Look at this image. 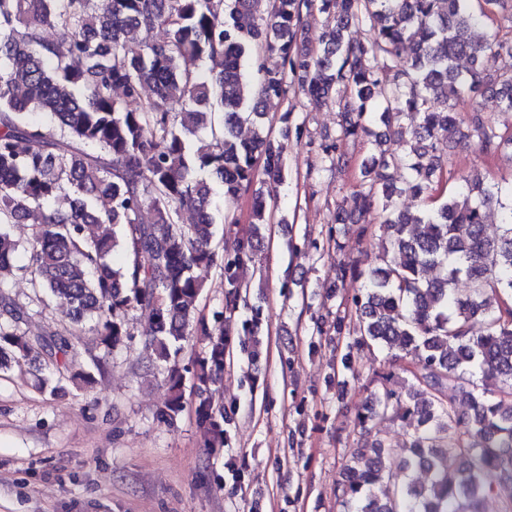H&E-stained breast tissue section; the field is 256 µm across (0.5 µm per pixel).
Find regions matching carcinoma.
Instances as JSON below:
<instances>
[{
    "instance_id": "1",
    "label": "carcinoma",
    "mask_w": 512,
    "mask_h": 512,
    "mask_svg": "<svg viewBox=\"0 0 512 512\" xmlns=\"http://www.w3.org/2000/svg\"><path fill=\"white\" fill-rule=\"evenodd\" d=\"M269 2L262 13L257 0H0V316H7L0 370L35 352L56 368L57 379L41 380L51 394L64 380L78 390L92 383L63 334L22 328L33 313L2 291L1 277L16 269L39 290L41 305L61 300L72 326L91 323L106 350L131 339L135 314L153 377L168 391L158 417L176 421L189 381L205 446L214 453L230 446L227 411L215 395L226 356L259 357V309L241 288L263 241L267 202L254 193L251 224L227 259L212 247V207L218 194L237 201L261 174L283 179L286 147L264 118L292 80L338 106L341 138H373L361 168L365 189L336 208L334 222L363 239V215L381 210L385 252L397 255L368 271L336 262V282L362 281L352 296L355 322L338 314L333 323L336 336L349 338L342 367L357 375L351 356L364 347L410 357L406 393L387 386L392 373L375 372L356 413L363 429L377 418L413 423L404 479H389L385 498L376 497L384 446L355 448L336 484L338 502L344 512H478V501L502 493L512 503V202H503L512 186L474 173L436 206L412 214L397 203L406 192L437 191L455 135L475 139L486 156L512 145L480 106L455 111L456 101L487 93L512 111V41L475 39L485 12L472 11L469 0ZM316 4L335 27L319 36L317 50H303V10ZM353 25L367 28L368 39L351 41ZM49 29L60 38H48ZM141 30L147 38L133 51L129 36ZM251 61L262 74L255 89L245 71ZM36 114L53 125H37ZM409 116L417 123L408 148L388 152L372 126L394 134ZM246 121L254 134L245 140L238 128ZM401 170L409 176L404 189L394 181ZM493 206L501 233L489 237ZM185 211L198 213L197 222L184 223ZM34 213L41 221L28 263L17 267L20 244L9 228ZM89 224L103 231L91 235ZM118 248L126 262L115 267ZM216 264L224 303L208 320L195 269ZM462 279L464 293L455 288ZM242 307L252 317L238 323L230 314ZM192 336L204 347L183 365L178 355ZM421 467L431 472L427 484L413 476Z\"/></svg>"
}]
</instances>
